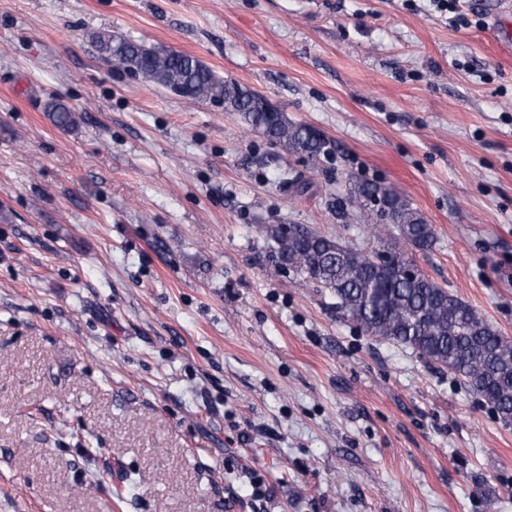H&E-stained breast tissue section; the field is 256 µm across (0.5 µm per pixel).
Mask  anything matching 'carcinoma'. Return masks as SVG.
I'll return each instance as SVG.
<instances>
[{"instance_id": "carcinoma-1", "label": "carcinoma", "mask_w": 512, "mask_h": 512, "mask_svg": "<svg viewBox=\"0 0 512 512\" xmlns=\"http://www.w3.org/2000/svg\"><path fill=\"white\" fill-rule=\"evenodd\" d=\"M94 42L117 69L188 100L222 103L224 111L238 113L251 131L303 156L306 164L315 167L331 152V142L319 130L280 110L267 111L266 98L218 75L193 55L112 33H99ZM50 116L61 129L76 124L73 110L61 101L50 104ZM282 185L299 197L310 188L300 173L283 177ZM345 198L379 225V234L394 238L389 251L399 259L408 258V247H433L432 226L392 186L350 179ZM265 234L276 266L288 264L304 280L328 290L344 319L368 336L410 347L447 367L503 421H512V338L473 307L423 272L409 279L398 266L376 263L374 254L304 224L295 225L288 236L280 224L266 227Z\"/></svg>"}]
</instances>
